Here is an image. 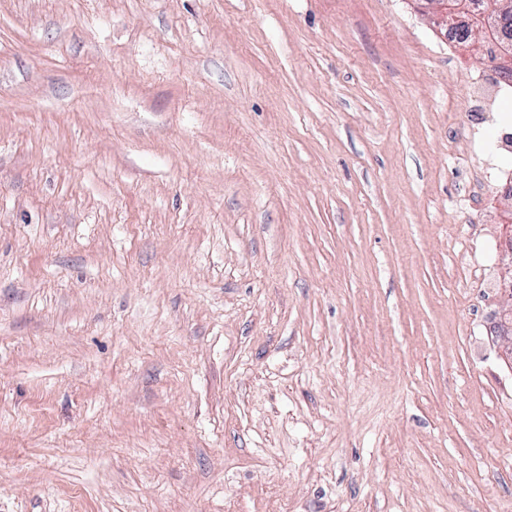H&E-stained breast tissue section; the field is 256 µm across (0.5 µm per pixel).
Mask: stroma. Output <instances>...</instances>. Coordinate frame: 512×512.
<instances>
[{"instance_id": "obj_1", "label": "stroma", "mask_w": 512, "mask_h": 512, "mask_svg": "<svg viewBox=\"0 0 512 512\" xmlns=\"http://www.w3.org/2000/svg\"><path fill=\"white\" fill-rule=\"evenodd\" d=\"M494 70L424 0H0V512H512Z\"/></svg>"}]
</instances>
